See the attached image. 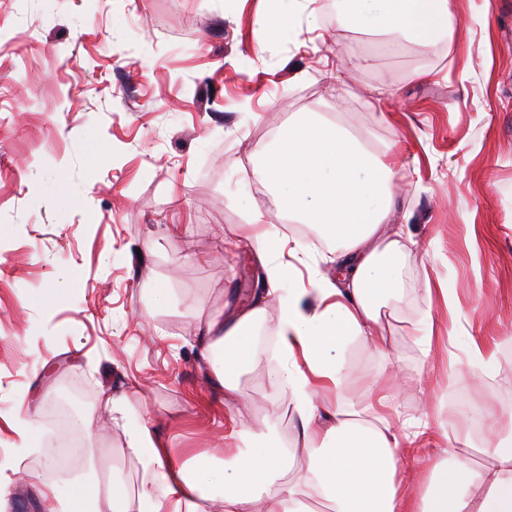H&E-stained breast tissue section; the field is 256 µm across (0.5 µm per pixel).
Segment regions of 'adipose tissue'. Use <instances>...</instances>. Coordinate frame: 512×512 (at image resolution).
<instances>
[{"label":"adipose tissue","instance_id":"1","mask_svg":"<svg viewBox=\"0 0 512 512\" xmlns=\"http://www.w3.org/2000/svg\"><path fill=\"white\" fill-rule=\"evenodd\" d=\"M380 2L374 27L390 43L404 38L433 48L450 33L451 0ZM251 175L274 191L279 216L315 225L333 241L336 275L320 271L322 254L254 212L245 231L263 290L251 304L207 320L197 345L215 399L237 414L246 400L242 377L261 357L256 335L272 331L281 361L270 386L286 397L305 469L291 473V451L262 433L261 421L238 422L232 436L239 446L224 459L222 490L208 494L209 458L173 465L145 408L133 406L126 389H106L99 408L141 464L140 484L134 490L114 480L52 485L49 512H199L203 501L218 502V512H311L315 498L334 512H512V437L488 433L484 460L470 464L453 432L444 433V447H409V435L395 429L386 411L387 396L365 407L317 402L320 393L343 387L338 349L345 339L361 338L381 353L388 348L381 300L396 290V260L415 244L404 225L391 221L402 168L338 123L300 113L254 161ZM283 251L289 261H275ZM297 261L312 268L308 282L296 276Z\"/></svg>","mask_w":512,"mask_h":512}]
</instances>
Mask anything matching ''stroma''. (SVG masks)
I'll return each mask as SVG.
<instances>
[{"mask_svg": "<svg viewBox=\"0 0 512 512\" xmlns=\"http://www.w3.org/2000/svg\"><path fill=\"white\" fill-rule=\"evenodd\" d=\"M343 0H0V512H48V484L140 478L122 431L100 423L79 470L49 475L17 461L14 424L60 401L96 412L101 390L138 383L150 426L177 462L233 447L232 414L214 400L193 343L198 311L223 313L259 292L244 238L257 202L245 173L298 112H317L405 166L396 209L418 249L382 308L390 358L362 339L340 347L342 399L364 405L389 364L406 433L493 419L512 435V0H453L459 35L429 50L336 17ZM455 298L447 312L426 281ZM44 288L61 289L51 306ZM156 288L171 296L152 316ZM496 352L499 375L426 356L411 333L424 315ZM262 360L243 376L250 415L273 418Z\"/></svg>", "mask_w": 512, "mask_h": 512, "instance_id": "35a3bbf8", "label": "stroma"}]
</instances>
